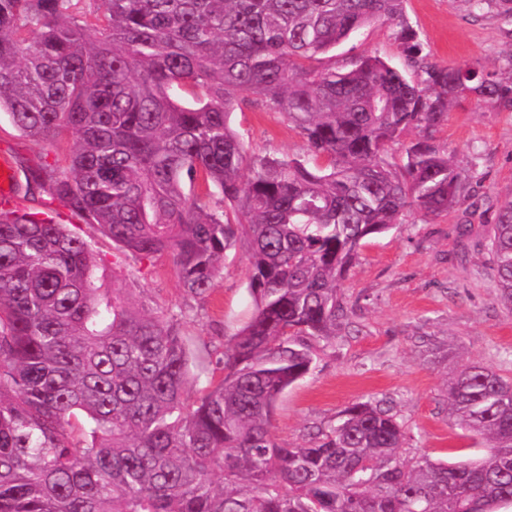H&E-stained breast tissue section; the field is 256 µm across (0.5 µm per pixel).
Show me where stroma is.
Here are the masks:
<instances>
[{
	"mask_svg": "<svg viewBox=\"0 0 512 512\" xmlns=\"http://www.w3.org/2000/svg\"><path fill=\"white\" fill-rule=\"evenodd\" d=\"M404 19L429 61L476 62L499 77L512 76V16L476 10L472 0H406ZM397 30L394 21L363 28L336 49L337 65L376 55L410 68ZM229 121L249 156L288 159L308 153L287 115L263 102L236 107ZM434 139L466 169L480 208L472 213L461 207L439 217L410 211L402 224L362 247L341 283L353 308L347 324L311 373L277 404L274 424L284 442H303L348 403L375 398L391 402L405 423L407 454L452 462L481 452L478 442L448 422L446 379L450 370L473 360L512 374V317L498 301L483 254L472 249L463 260L449 262L455 243L448 227L492 223L498 207L512 200V110L474 96L461 98L450 105L448 123ZM75 142L71 134L59 141L33 140L0 112V155H9L17 173L63 158ZM55 214L84 239L100 260V275L126 288L134 306L179 323L199 358L195 387L220 374L225 346L254 308L243 239L226 250L214 288L198 299L184 293L171 256L137 261L67 209L56 207Z\"/></svg>",
	"mask_w": 512,
	"mask_h": 512,
	"instance_id": "stroma-1",
	"label": "stroma"
}]
</instances>
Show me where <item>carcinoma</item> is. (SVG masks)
<instances>
[{
	"label": "carcinoma",
	"mask_w": 512,
	"mask_h": 512,
	"mask_svg": "<svg viewBox=\"0 0 512 512\" xmlns=\"http://www.w3.org/2000/svg\"><path fill=\"white\" fill-rule=\"evenodd\" d=\"M0 0V112L25 136H77L68 171L39 190L124 253H169L192 297L214 287L241 227L254 311L224 373L188 394L192 354L161 311L97 284L96 255L53 210L0 212V512H499L512 507V377L471 362L448 377L455 426L487 442L454 464L404 457V422L356 400L301 444L273 424L351 308L340 283L364 241L414 208L470 198L434 142L448 104L475 93L512 109V80L427 60L404 0ZM396 21L419 70L376 56L314 62L361 28ZM262 101L308 159L247 155L235 106ZM417 129L399 167L391 145ZM250 175L241 179V171ZM512 313V201L486 237Z\"/></svg>",
	"instance_id": "1"
}]
</instances>
